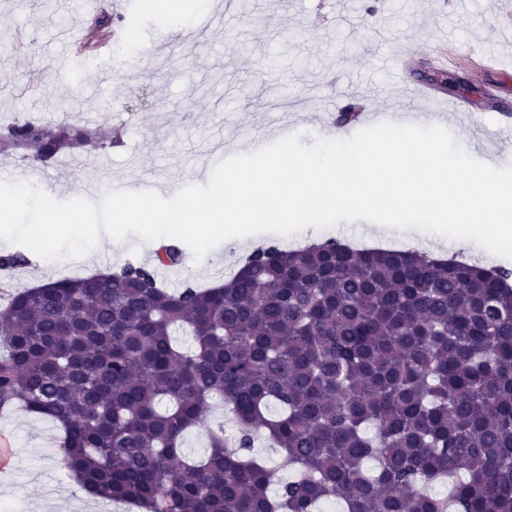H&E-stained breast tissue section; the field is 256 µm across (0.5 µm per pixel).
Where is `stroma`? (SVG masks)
<instances>
[{
    "instance_id": "1",
    "label": "stroma",
    "mask_w": 512,
    "mask_h": 512,
    "mask_svg": "<svg viewBox=\"0 0 512 512\" xmlns=\"http://www.w3.org/2000/svg\"><path fill=\"white\" fill-rule=\"evenodd\" d=\"M138 2L125 0L124 12L138 19L129 49L139 63L120 72L95 51L79 64L67 54L64 33L87 32L94 18L88 0H0V125L92 129L105 121L120 138L102 151L62 153L35 180L20 156L0 157V178L33 180L61 201L87 191L101 201L115 182L170 198L207 184L219 161L249 152L269 126L288 127L309 146L348 108L393 110L428 82L436 45L448 51V72L467 78L486 123L512 113V0H238L226 14L208 8L172 17L139 13ZM483 56L498 70L482 69ZM489 86L495 98L486 97ZM264 244L292 249L297 241L274 233L230 239L206 262L187 250L180 266L158 274L172 289L187 281L210 286ZM128 262H153L148 243L132 233L81 259H36L0 285V308L8 289ZM0 432L17 452L0 502L17 503L19 512H99L56 452L54 423L17 411L0 415Z\"/></svg>"
}]
</instances>
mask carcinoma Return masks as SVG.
I'll use <instances>...</instances> for the list:
<instances>
[{"label": "carcinoma", "mask_w": 512, "mask_h": 512, "mask_svg": "<svg viewBox=\"0 0 512 512\" xmlns=\"http://www.w3.org/2000/svg\"><path fill=\"white\" fill-rule=\"evenodd\" d=\"M432 83L464 91L444 71ZM108 144L74 125L0 131V154L46 166ZM182 258L163 245L152 266L47 281L0 310V411L56 422L84 490L141 512H512L511 272L327 239L259 246L220 285L172 290L157 268ZM30 263L17 250L0 272ZM217 397L231 439L207 425ZM200 426L210 448L187 462ZM259 431L292 479L248 454ZM209 438L206 430L195 428L189 430L183 438L182 452L186 460H199L208 452Z\"/></svg>", "instance_id": "1"}]
</instances>
